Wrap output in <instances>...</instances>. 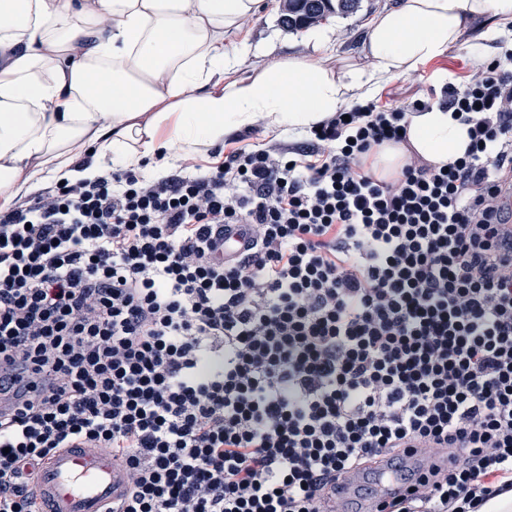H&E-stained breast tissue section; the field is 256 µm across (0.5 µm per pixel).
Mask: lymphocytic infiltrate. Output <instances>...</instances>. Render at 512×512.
Segmentation results:
<instances>
[{
  "mask_svg": "<svg viewBox=\"0 0 512 512\" xmlns=\"http://www.w3.org/2000/svg\"><path fill=\"white\" fill-rule=\"evenodd\" d=\"M438 104L468 150L387 180L360 162L423 101L0 209V512H46L41 465L85 446L128 470L115 512H336L345 474L413 442L424 472L379 512L512 490V53ZM229 224L250 245L220 261Z\"/></svg>",
  "mask_w": 512,
  "mask_h": 512,
  "instance_id": "lymphocytic-infiltrate-1",
  "label": "lymphocytic infiltrate"
}]
</instances>
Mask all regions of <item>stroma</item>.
<instances>
[{
	"mask_svg": "<svg viewBox=\"0 0 512 512\" xmlns=\"http://www.w3.org/2000/svg\"><path fill=\"white\" fill-rule=\"evenodd\" d=\"M399 0H361L357 11L344 16H333L316 26L285 29L281 22V0H268L265 10L247 27L248 40L239 49V78L246 79L274 62L289 56L303 55L320 59L337 71L358 65L368 66L363 54V41L380 14L397 7ZM507 33L495 40L481 39L479 28L472 27L446 54L428 61L410 75L383 80L372 100L378 104L403 103L416 99L437 104L433 87L441 77L463 81L472 65L486 61L512 49V21Z\"/></svg>",
	"mask_w": 512,
	"mask_h": 512,
	"instance_id": "obj_1",
	"label": "stroma"
}]
</instances>
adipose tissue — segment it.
<instances>
[{
    "label": "adipose tissue",
    "instance_id": "obj_1",
    "mask_svg": "<svg viewBox=\"0 0 512 512\" xmlns=\"http://www.w3.org/2000/svg\"><path fill=\"white\" fill-rule=\"evenodd\" d=\"M264 0H0V203L31 169L72 181L106 163L212 146L264 121L306 130L379 81L443 56L476 22L512 19V0H402L370 26L369 67L338 73L292 56L236 78L235 37ZM465 125L439 106L413 115L408 143L380 146L394 175L406 149L434 165L464 154Z\"/></svg>",
    "mask_w": 512,
    "mask_h": 512
}]
</instances>
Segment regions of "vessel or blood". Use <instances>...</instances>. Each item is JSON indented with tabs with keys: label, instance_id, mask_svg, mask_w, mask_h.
I'll return each mask as SVG.
<instances>
[{
	"label": "vessel or blood",
	"instance_id": "obj_1",
	"mask_svg": "<svg viewBox=\"0 0 512 512\" xmlns=\"http://www.w3.org/2000/svg\"><path fill=\"white\" fill-rule=\"evenodd\" d=\"M418 456H411L407 477H395L381 471L371 474L379 494L403 490L409 474L417 472ZM35 485L48 502L51 512H105L120 502L127 490L126 471L100 448L63 449L40 469Z\"/></svg>",
	"mask_w": 512,
	"mask_h": 512
}]
</instances>
